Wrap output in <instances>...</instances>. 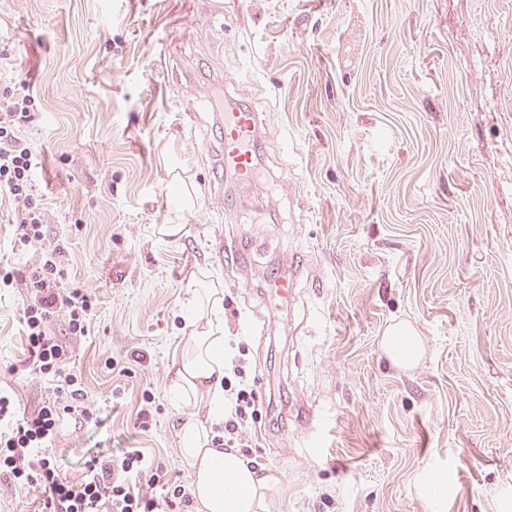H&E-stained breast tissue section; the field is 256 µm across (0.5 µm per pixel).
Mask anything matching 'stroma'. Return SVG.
<instances>
[{
    "mask_svg": "<svg viewBox=\"0 0 512 512\" xmlns=\"http://www.w3.org/2000/svg\"><path fill=\"white\" fill-rule=\"evenodd\" d=\"M1 84L36 100L48 228L99 302L75 365L92 399L122 392L104 428L60 431L68 477L98 443L190 484L167 366L204 268L259 394L280 393L253 436L265 512H512V0H0ZM219 90L261 120L258 178L224 177L229 216L208 182L219 123L184 117ZM294 272L298 298L271 309L268 277ZM22 297L0 292V387L31 411ZM401 321L410 367L382 346ZM134 349L146 365L106 367ZM387 355L396 365L405 366L417 360L421 342L414 330L405 324L394 325L382 338ZM156 397L151 386H147L141 392L140 409L137 412L136 425L142 431H148L152 426L154 412L158 413L159 405H156Z\"/></svg>",
    "mask_w": 512,
    "mask_h": 512,
    "instance_id": "stroma-1",
    "label": "stroma"
}]
</instances>
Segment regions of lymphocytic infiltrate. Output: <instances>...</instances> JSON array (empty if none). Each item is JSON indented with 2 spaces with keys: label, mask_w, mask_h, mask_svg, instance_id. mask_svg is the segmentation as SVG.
Masks as SVG:
<instances>
[{
  "label": "lymphocytic infiltrate",
  "mask_w": 512,
  "mask_h": 512,
  "mask_svg": "<svg viewBox=\"0 0 512 512\" xmlns=\"http://www.w3.org/2000/svg\"><path fill=\"white\" fill-rule=\"evenodd\" d=\"M35 109L33 96L0 89V209L17 210L20 247L40 253L25 270L0 267V289L24 290L21 322L30 352L24 374L46 390L38 407L23 414L13 394L0 389V482L39 487L42 512H176L191 501L185 486L167 479L162 464L139 449L88 451L74 478L63 474L51 452L64 423L101 427L106 407L90 401L72 363L71 344L90 336L97 303L87 288L69 282L67 245L47 232L48 207L34 180L37 151L23 134ZM59 318L65 323L60 335L54 329ZM224 397L228 406L215 427L214 447H251L262 402L243 358L224 371Z\"/></svg>",
  "instance_id": "obj_1"
}]
</instances>
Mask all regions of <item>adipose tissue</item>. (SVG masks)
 Here are the masks:
<instances>
[{"label": "adipose tissue", "mask_w": 512, "mask_h": 512, "mask_svg": "<svg viewBox=\"0 0 512 512\" xmlns=\"http://www.w3.org/2000/svg\"><path fill=\"white\" fill-rule=\"evenodd\" d=\"M185 309L190 318L187 345L170 362L169 391L179 408L174 437L193 477L198 512H262L268 476L235 448L213 447L212 426L224 418V355L228 338L221 314L224 290L209 274L192 276ZM394 364L417 360L421 342L414 330L394 325L382 338Z\"/></svg>", "instance_id": "1"}]
</instances>
